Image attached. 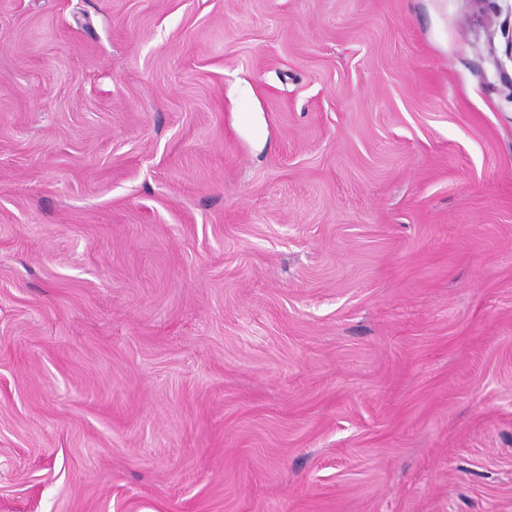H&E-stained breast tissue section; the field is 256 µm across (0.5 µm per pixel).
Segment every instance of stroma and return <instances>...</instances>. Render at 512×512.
<instances>
[{
    "label": "stroma",
    "mask_w": 512,
    "mask_h": 512,
    "mask_svg": "<svg viewBox=\"0 0 512 512\" xmlns=\"http://www.w3.org/2000/svg\"><path fill=\"white\" fill-rule=\"evenodd\" d=\"M0 512H512V0H0Z\"/></svg>",
    "instance_id": "stroma-1"
}]
</instances>
